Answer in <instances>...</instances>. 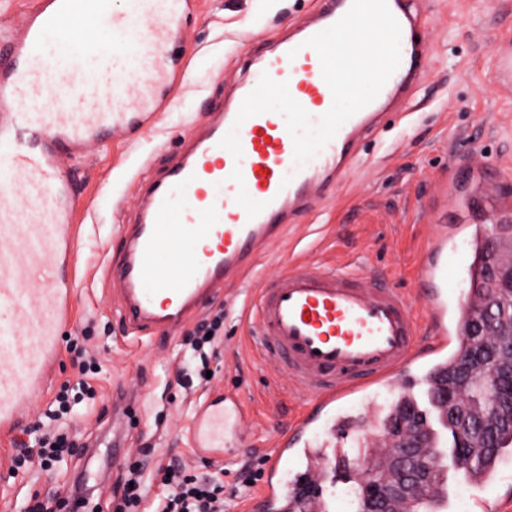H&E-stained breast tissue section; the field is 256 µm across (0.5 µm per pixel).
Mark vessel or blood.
<instances>
[{
    "instance_id": "obj_1",
    "label": "vessel or blood",
    "mask_w": 512,
    "mask_h": 512,
    "mask_svg": "<svg viewBox=\"0 0 512 512\" xmlns=\"http://www.w3.org/2000/svg\"><path fill=\"white\" fill-rule=\"evenodd\" d=\"M184 0H34L16 27L0 30V436L19 426L20 403L42 390L61 352L73 283V186L67 160L106 133L143 124L168 83L173 27ZM352 0H321L313 17L259 57L260 72L288 85L318 122L333 104L317 53L306 42L343 17ZM407 48L377 97L347 119L312 158L296 163L281 114L235 119L256 87L236 94L141 188L124 248L104 270L118 284L117 316L128 333L184 326L230 278L246 279L264 246L283 240L299 217L349 176L363 140L383 130L394 102L410 93L428 60L419 38L421 0H387ZM237 130L241 158L220 145ZM241 169L243 183L231 180ZM264 205L248 217L239 188ZM457 243L439 225L420 256L414 293L291 260L258 280L246 318L260 357L308 396V411L274 431L263 486L249 512H334L337 490L383 462L382 412L427 391L455 354L477 301L448 287ZM43 286L27 288L34 275ZM360 395L365 411H349ZM387 407H379V395ZM244 412L236 396L214 390L195 405L190 438L207 461L224 460ZM499 474L474 484L479 512H499Z\"/></svg>"
}]
</instances>
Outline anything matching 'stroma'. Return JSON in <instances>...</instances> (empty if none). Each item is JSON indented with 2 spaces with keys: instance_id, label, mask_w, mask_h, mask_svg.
<instances>
[{
  "instance_id": "obj_1",
  "label": "stroma",
  "mask_w": 512,
  "mask_h": 512,
  "mask_svg": "<svg viewBox=\"0 0 512 512\" xmlns=\"http://www.w3.org/2000/svg\"><path fill=\"white\" fill-rule=\"evenodd\" d=\"M317 6V0H195L182 17L178 46L191 61L185 75L175 78L159 119L142 134L107 135L72 163L83 224L74 242L73 316L62 328L54 384L76 383L85 354L99 360L98 396L76 405L71 423L87 441L111 439L113 390L135 401L117 452L119 466L108 467L100 456L93 461V469L105 472L94 487V502L106 504L118 495L122 460L145 448L154 451L143 474L151 499L161 490L157 462L203 466L188 441L202 392L181 386L190 358L184 332L149 330L137 351L128 350L115 314L118 299L101 268L103 256H121V226L132 222L137 203L132 176L145 158L149 174L167 167L180 139L227 99L247 64ZM425 8L429 63L405 102L409 116H394L376 140L366 142L334 196L320 202L315 216L300 218L285 245L259 256L260 277H275L287 259L303 252L321 266L410 293L418 286L430 225L496 224V217L477 209L481 197L497 210L512 206V85L499 86L494 73L495 48L512 40V0H426ZM470 155L483 158V165L461 166ZM254 286L251 280L228 281L203 303L204 314H224V340L209 360L210 385L237 392L247 415L243 446L224 451L226 512H241L249 495L236 480L241 461L274 427L288 425L304 400L286 375L261 361L250 339L242 309ZM12 448V442L0 441V512H20L28 493L64 485L75 471L68 461L52 472L12 475Z\"/></svg>"
}]
</instances>
